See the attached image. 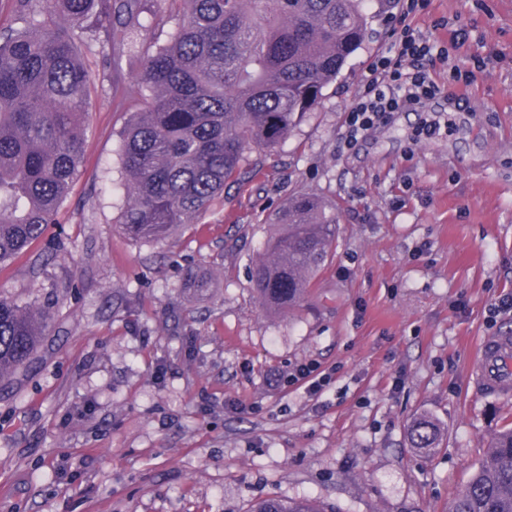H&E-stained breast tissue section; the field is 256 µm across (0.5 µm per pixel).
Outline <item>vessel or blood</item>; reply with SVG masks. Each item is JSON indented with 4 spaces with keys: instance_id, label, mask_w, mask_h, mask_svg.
Masks as SVG:
<instances>
[{
    "instance_id": "vessel-or-blood-1",
    "label": "vessel or blood",
    "mask_w": 512,
    "mask_h": 512,
    "mask_svg": "<svg viewBox=\"0 0 512 512\" xmlns=\"http://www.w3.org/2000/svg\"><path fill=\"white\" fill-rule=\"evenodd\" d=\"M471 383L481 394L512 391V338L492 336L481 345Z\"/></svg>"
}]
</instances>
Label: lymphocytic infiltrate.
I'll return each mask as SVG.
<instances>
[{"label": "lymphocytic infiltrate", "instance_id": "f902f5d3", "mask_svg": "<svg viewBox=\"0 0 512 512\" xmlns=\"http://www.w3.org/2000/svg\"><path fill=\"white\" fill-rule=\"evenodd\" d=\"M427 2L405 0L389 54L370 64L362 88L346 114L344 148L355 146L392 113L415 107L438 93L432 71L435 63L448 62V52L436 49L410 22L412 15L426 9Z\"/></svg>", "mask_w": 512, "mask_h": 512}]
</instances>
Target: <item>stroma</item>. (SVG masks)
Listing matches in <instances>:
<instances>
[{"mask_svg": "<svg viewBox=\"0 0 512 512\" xmlns=\"http://www.w3.org/2000/svg\"><path fill=\"white\" fill-rule=\"evenodd\" d=\"M390 0L342 75L263 173L170 238L125 235L121 133L143 106L140 50L181 14L148 0L137 50L84 61L97 87L56 224L0 265V298L45 310L32 358L0 380V512H250L268 497L326 512H449L512 392L474 391L478 342L512 336V0H429L414 25L449 48L440 95L344 149L345 112L387 54ZM465 40L449 47V29ZM451 132L413 141L421 118ZM338 207L332 255L292 311L248 273L288 196ZM316 365L315 393L294 381ZM432 417L439 447L407 432Z\"/></svg>", "mask_w": 512, "mask_h": 512, "instance_id": "35a3bbf8", "label": "stroma"}]
</instances>
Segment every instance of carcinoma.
Wrapping results in <instances>:
<instances>
[{"instance_id":"cac0c4a2","label":"carcinoma","mask_w":512,"mask_h":512,"mask_svg":"<svg viewBox=\"0 0 512 512\" xmlns=\"http://www.w3.org/2000/svg\"><path fill=\"white\" fill-rule=\"evenodd\" d=\"M171 40L147 48L145 108L122 135L135 239L161 240L211 209L224 184L260 172L320 103L368 30L364 0H181ZM23 25L0 32V265L40 239L68 198L83 156L91 79L87 53L124 45L142 27L143 0H14ZM268 223L250 267L272 310L293 307L331 255L336 206L297 192ZM48 315L0 299V380L31 356ZM436 422L411 423L413 448L439 446ZM251 512H325L309 498H269ZM451 512H512V423L494 436Z\"/></svg>"}]
</instances>
